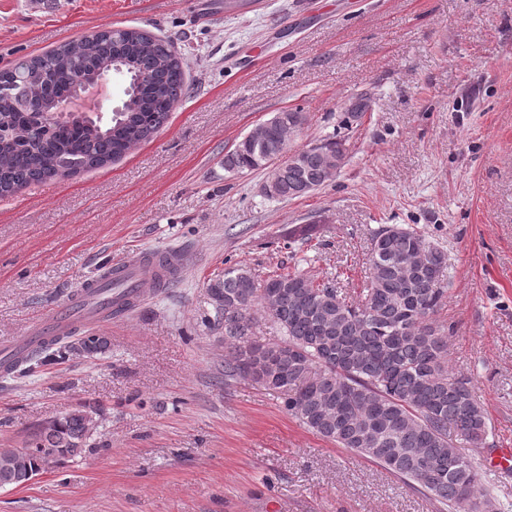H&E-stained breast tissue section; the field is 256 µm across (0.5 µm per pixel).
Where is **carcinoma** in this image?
Instances as JSON below:
<instances>
[{
	"instance_id": "obj_1",
	"label": "carcinoma",
	"mask_w": 512,
	"mask_h": 512,
	"mask_svg": "<svg viewBox=\"0 0 512 512\" xmlns=\"http://www.w3.org/2000/svg\"><path fill=\"white\" fill-rule=\"evenodd\" d=\"M120 64L131 91L108 121L97 116L53 117L81 79L111 75ZM188 92L174 43L141 28H105L38 55H22L0 68V199L33 184L104 167L150 140ZM303 114L282 111L260 139L243 137L224 155V169H266L279 146L303 125ZM342 140L328 136L294 151L270 171L280 198L302 185L321 188L329 168L345 164ZM369 276L362 298L350 301L330 281L287 271L257 279L227 267L212 284L224 318V378L250 379L283 395L284 408L308 430L379 463L405 484L448 508L466 512L478 500L475 462L460 453L450 431L474 447L489 435L483 406L470 382L448 370L447 337L433 317L447 297L448 256L418 231L384 225L372 234ZM137 297L112 299L110 315L136 306ZM281 333L274 344L253 340L256 314ZM81 349L104 348L101 336L54 338L16 358L14 377ZM99 413L75 409L37 429L24 449L0 448V467L11 465L13 486L87 451Z\"/></svg>"
}]
</instances>
